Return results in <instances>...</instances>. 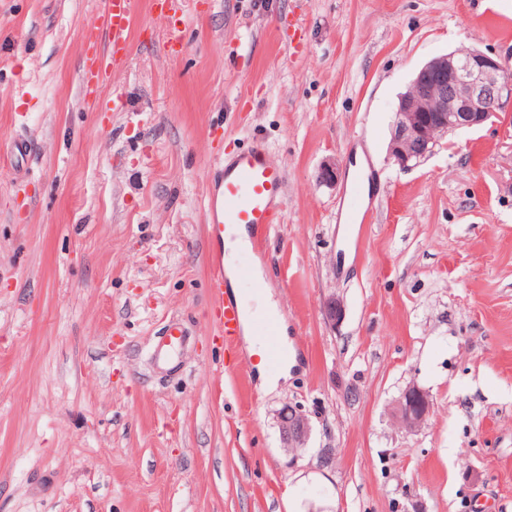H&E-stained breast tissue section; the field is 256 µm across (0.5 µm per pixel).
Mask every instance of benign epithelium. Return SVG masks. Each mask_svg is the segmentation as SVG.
Here are the masks:
<instances>
[{"label": "benign epithelium", "instance_id": "7a95c632", "mask_svg": "<svg viewBox=\"0 0 512 512\" xmlns=\"http://www.w3.org/2000/svg\"><path fill=\"white\" fill-rule=\"evenodd\" d=\"M512 118V76L500 56L461 49L426 62L398 97L391 130L389 158L402 168L428 157L439 139L464 128H479ZM428 395L408 389L394 407L396 420L413 430L425 421ZM279 432L286 448L306 447L311 424L292 407L279 413Z\"/></svg>", "mask_w": 512, "mask_h": 512}]
</instances>
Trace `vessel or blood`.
<instances>
[{
	"instance_id": "1",
	"label": "vessel or blood",
	"mask_w": 512,
	"mask_h": 512,
	"mask_svg": "<svg viewBox=\"0 0 512 512\" xmlns=\"http://www.w3.org/2000/svg\"><path fill=\"white\" fill-rule=\"evenodd\" d=\"M132 4L133 0H107L103 22L112 37L110 56L125 54L129 49ZM283 182L282 171L268 161L264 149L251 148L236 154L225 163L220 180L208 197L209 238L222 239L225 225L243 224L257 234L251 243L252 250H260V234L279 221L278 200ZM209 266V287L217 311L215 326L224 342L230 343L243 332L244 312L237 298L225 289L229 271L224 266L223 255H214ZM279 329L280 320L274 314L258 317L252 325V333L262 346L263 356L271 363L281 358ZM188 342L189 336L183 326L171 323L155 347V363L172 365L177 351Z\"/></svg>"
}]
</instances>
